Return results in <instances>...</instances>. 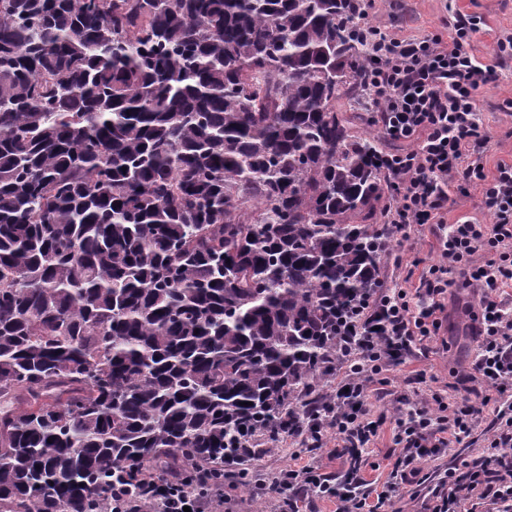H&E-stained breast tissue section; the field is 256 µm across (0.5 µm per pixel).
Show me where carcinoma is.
Returning <instances> with one entry per match:
<instances>
[{"label":"carcinoma","instance_id":"obj_1","mask_svg":"<svg viewBox=\"0 0 512 512\" xmlns=\"http://www.w3.org/2000/svg\"><path fill=\"white\" fill-rule=\"evenodd\" d=\"M352 0H0V512L300 433L378 287Z\"/></svg>","mask_w":512,"mask_h":512}]
</instances>
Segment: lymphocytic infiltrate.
I'll return each instance as SVG.
<instances>
[{"label":"lymphocytic infiltrate","instance_id":"lymphocytic-infiltrate-1","mask_svg":"<svg viewBox=\"0 0 512 512\" xmlns=\"http://www.w3.org/2000/svg\"><path fill=\"white\" fill-rule=\"evenodd\" d=\"M369 0H358L360 18L351 29L370 53L360 100L376 113L387 138L401 150L384 156L385 171L396 197L383 214L390 237L408 242L412 226L437 228L443 264L422 270L416 287L395 284L361 301L356 317L343 326L348 352L336 371V386L323 415L310 422L301 444H321L333 431L334 458H359L379 434L380 424L366 407L369 388L401 352L436 340L442 327L443 299L459 274L468 288L483 289L479 300L477 346L463 382H477L489 392L512 387V164H500L487 176L483 149L489 141L478 108L477 91L496 79L495 71L478 60L472 49L479 30L477 16L454 13L444 31L406 36L366 18ZM480 190V207L492 223L470 220L446 223L448 191ZM488 426L489 446L479 460L449 467L435 488L428 512H512V404L496 407ZM480 423L473 406L457 409L442 398L418 408L398 411L394 441L401 461L375 498L361 493L360 480L330 485L314 468L297 466L257 480L276 495L286 512L315 496L334 500L336 512H378L405 484L419 483L417 463L452 449ZM206 465L193 479L161 483L142 469L136 485L113 483L110 494L93 512H224V486L205 480Z\"/></svg>","mask_w":512,"mask_h":512}]
</instances>
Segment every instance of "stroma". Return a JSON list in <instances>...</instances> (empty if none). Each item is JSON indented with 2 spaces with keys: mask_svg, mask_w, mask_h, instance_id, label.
Returning <instances> with one entry per match:
<instances>
[{
  "mask_svg": "<svg viewBox=\"0 0 512 512\" xmlns=\"http://www.w3.org/2000/svg\"><path fill=\"white\" fill-rule=\"evenodd\" d=\"M454 10L480 17L482 25L474 38L473 51L499 74L496 82L482 87L477 94L483 122L491 136L483 162L486 173L492 175L500 162L512 161V110L507 107L512 100V59L500 60L495 53L498 39L512 37V0H374L369 18L376 24L399 25L404 34L421 36L441 29ZM418 260L428 266L443 262L432 226L412 227L407 245L390 243L380 265L381 284L388 286L402 279L408 266ZM477 312L476 292L453 284L445 301L448 329L444 335L435 342L404 352L386 371L384 382L373 384L368 406L374 415L383 417L384 424L365 453L366 462L361 471L370 488L381 489L402 455L393 439L397 406L421 402L435 393L447 396L452 402L458 399L454 386L459 372L467 369L473 356ZM324 443L321 449H302L287 441L281 449L271 452L266 441H259L252 468L272 475L299 462L310 463L318 466L322 479L337 484L345 479L347 468L326 454L327 449L336 445L334 433H326ZM486 446L487 432L481 426L456 445L453 455L422 459L419 467L422 473L435 475L457 462L479 458Z\"/></svg>",
  "mask_w": 512,
  "mask_h": 512,
  "instance_id": "35a3bbf8",
  "label": "stroma"
}]
</instances>
